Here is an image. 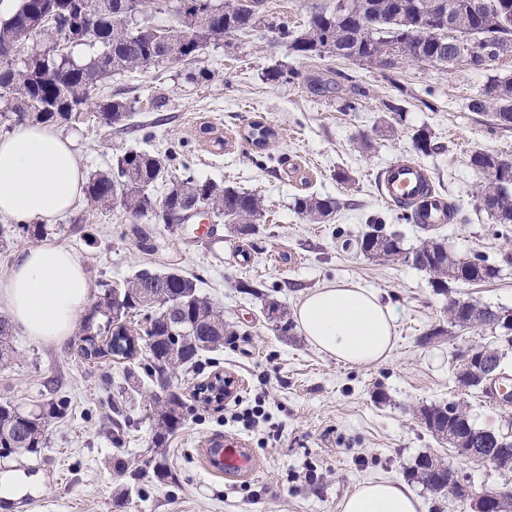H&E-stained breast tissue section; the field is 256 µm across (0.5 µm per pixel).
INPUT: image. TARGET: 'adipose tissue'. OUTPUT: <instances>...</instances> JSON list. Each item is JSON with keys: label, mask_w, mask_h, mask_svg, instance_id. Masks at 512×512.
I'll return each instance as SVG.
<instances>
[{"label": "adipose tissue", "mask_w": 512, "mask_h": 512, "mask_svg": "<svg viewBox=\"0 0 512 512\" xmlns=\"http://www.w3.org/2000/svg\"><path fill=\"white\" fill-rule=\"evenodd\" d=\"M86 172L71 137L48 124L24 123L0 134V217L18 224H56L83 195ZM90 300L84 266L66 246L50 241L18 249L0 276V305L32 339L58 343L72 335ZM295 318L303 336L337 362L371 366L395 346L398 314L377 292L339 282L307 293ZM341 512H424L403 482L358 484Z\"/></svg>", "instance_id": "obj_1"}]
</instances>
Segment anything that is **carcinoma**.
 Segmentation results:
<instances>
[{
    "label": "carcinoma",
    "instance_id": "1",
    "mask_svg": "<svg viewBox=\"0 0 512 512\" xmlns=\"http://www.w3.org/2000/svg\"><path fill=\"white\" fill-rule=\"evenodd\" d=\"M77 0H18L11 14L0 18V48L16 41L22 33H42V45L31 50L27 59L14 63L0 62V100L3 110L0 117L17 126L30 120L44 124L73 120L71 113L58 108L89 98L91 91L110 73L116 70H134L149 65V59L157 48L156 40L166 37L169 30L155 28V32L132 29L120 0H112V8L101 10L96 45L100 52L89 60L78 63L70 54L52 48L55 40L63 39L64 31L55 30L43 22L46 14L61 18L68 25L78 18ZM344 14L336 10L317 8L305 30L294 32L287 24L277 26L279 42L301 58L323 56L328 43L334 42L341 50L339 57L362 61L370 54L387 53L397 40L398 31L404 28L401 16L430 27L421 10L401 15L393 9V0H346ZM371 4L369 11L377 14L375 27L367 40L354 37L357 25L352 15L364 11L363 3ZM459 24V32L472 37L485 46L500 40H512V24L507 27H492L481 16L467 12L465 0H449ZM265 0H176L175 12L194 26L193 34L186 39L174 38V52L180 59L196 56L206 45L214 28L224 26L227 37L242 33L246 28L263 18ZM422 53L441 64L447 57V46L430 33L421 40ZM473 110L490 112L497 122L512 124V77L501 80L494 77L485 86L482 97L473 100ZM108 126H124L128 106L122 100L113 99L104 104ZM274 131L263 122L255 120L249 124L247 137L251 142L265 148ZM176 160L173 151L164 155L128 149L118 157L115 167L100 173L88 181L84 196L88 208L108 210L118 200L125 212L138 219L155 211L156 199L150 188L158 182L168 185L162 197L172 211L182 203L195 201L214 217L234 227L236 233L249 238L256 234L258 221L263 217L265 205L256 193L239 191L232 186L217 182L199 181L190 174L181 177L169 176L170 162ZM471 163L484 170L495 169L494 176L482 192V205L491 212L500 224H512V166L496 168L495 155L478 152ZM294 208L302 217L318 222L331 216L337 208L333 198L309 195L298 197ZM16 235L30 242L38 241L47 234L45 224H18ZM135 246L143 253L155 250L153 237L135 224L132 227ZM383 258L409 263L426 272L439 294H448V281L468 283L488 282L497 277L496 267L475 255L470 259H457L447 244L438 238L422 243L411 251L401 246L400 239L390 237L383 245ZM199 278L187 276L179 271L156 272L148 268L139 270L121 282L122 313L113 310L112 284L101 281L99 290L84 314L76 337L79 339V354L88 361L104 356L141 359L127 367L128 389L134 391L141 384L165 385L161 395L152 394L154 419V447L162 448L168 438L188 421L195 407L188 404L183 393L174 387L173 378L180 371L201 373L207 355L224 348L238 331L224 322V311L202 294ZM263 301V306L276 315V330L283 334L292 330L293 323L281 305L269 294L253 291ZM454 307L448 309V322L454 327H489L512 331V309L472 306L471 301L454 299ZM18 357L14 345V326L8 317L0 315V366L11 365ZM465 422L470 419L456 401L450 404H431L420 409L421 420L429 422L448 420V407ZM37 410L11 401H0V457L25 451L36 453L46 447L49 432L55 421L65 417L68 401L51 392V397L36 404ZM113 442L122 444L125 430L131 419L122 403L112 404ZM471 446L479 449L484 460L492 462L502 449L512 450V441L488 430L471 434ZM431 456L418 458L411 477L427 489L436 491L439 479L448 473V468L436 464L431 468ZM163 481L169 476V467L163 458L152 456L129 473L120 492L121 503L127 504L140 494L139 482L147 474Z\"/></svg>",
    "mask_w": 512,
    "mask_h": 512
}]
</instances>
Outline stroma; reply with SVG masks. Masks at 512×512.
Returning a JSON list of instances; mask_svg holds the SVG:
<instances>
[{
	"label": "stroma",
	"mask_w": 512,
	"mask_h": 512,
	"mask_svg": "<svg viewBox=\"0 0 512 512\" xmlns=\"http://www.w3.org/2000/svg\"><path fill=\"white\" fill-rule=\"evenodd\" d=\"M319 3L336 0H268L270 12L255 27L206 45L191 60L113 75L91 93L82 120L61 124L88 174L106 171L129 148L162 154L177 145L173 175L187 169L198 180L257 193L267 214L248 241L210 215L170 229L147 214L141 222L153 229L157 244L150 254L136 248L128 234L131 219L117 203L100 212L78 202L69 217L49 226L48 240L70 248L93 282L118 283L144 267L197 275L201 291L239 335L214 353L211 367L232 379L231 395L168 439L163 452L170 477L144 479L141 495L121 506L122 464L153 450L146 408L151 386L128 404L133 425L115 445L109 397L124 384L122 364L84 360L70 337L48 346L16 333L20 358L0 367V400L31 406L52 379L69 402L46 448L0 458V473L40 478V489L21 499L20 512H340L357 483L407 481L425 454L452 465L474 492L512 487V471L461 458L418 417L421 406L460 400L476 427L512 428V406L462 390L454 376L459 350L495 344V331L451 327L446 312L452 297L512 309V224L495 223L481 208L487 176L470 162L477 152L512 160V126L471 108L489 79L512 75V55L483 69L303 59L277 42L272 27L285 22L303 30ZM289 68L302 79L271 80L273 71ZM351 97L358 100L352 110L345 106ZM109 98L130 104L136 132L99 120L96 105ZM254 120L275 131L262 150L243 138ZM421 129L430 133L434 153L415 150ZM399 160L426 168L435 190L456 205L453 222L426 232L401 220L398 208L380 197L373 175ZM340 172L346 181L337 180ZM312 194L336 199L328 222L313 224L296 212L295 198ZM374 218L400 235L404 248L431 234L454 257L482 256L499 274L489 282H456L437 294L424 271L360 252L358 241ZM341 281L378 292L397 310L396 345L386 361L367 367L336 362L299 330L276 331L261 300L244 291L260 286L292 311L309 290ZM436 327L441 335H433ZM259 397L268 415L263 433L225 423L235 400ZM232 437L251 448L252 475L217 476L207 465L208 449Z\"/></svg>",
	"instance_id": "stroma-1"
}]
</instances>
